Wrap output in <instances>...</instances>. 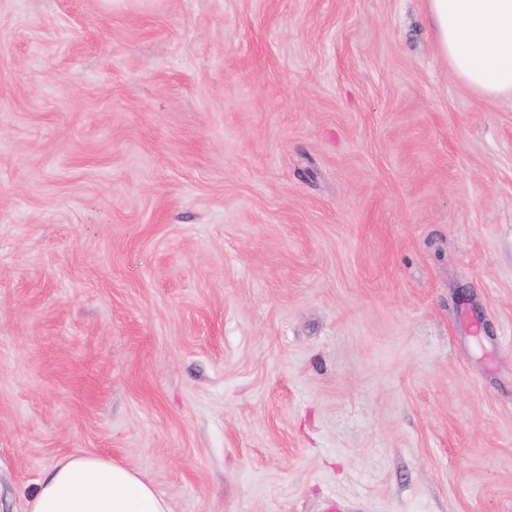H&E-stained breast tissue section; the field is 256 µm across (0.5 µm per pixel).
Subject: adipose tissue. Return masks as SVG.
Returning <instances> with one entry per match:
<instances>
[{
    "label": "adipose tissue",
    "mask_w": 512,
    "mask_h": 512,
    "mask_svg": "<svg viewBox=\"0 0 512 512\" xmlns=\"http://www.w3.org/2000/svg\"><path fill=\"white\" fill-rule=\"evenodd\" d=\"M436 44L456 80L476 93L512 97V0H425ZM30 512H169L126 465L71 455L40 479Z\"/></svg>",
    "instance_id": "obj_1"
}]
</instances>
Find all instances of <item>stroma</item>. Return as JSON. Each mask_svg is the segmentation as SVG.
<instances>
[{
  "mask_svg": "<svg viewBox=\"0 0 512 512\" xmlns=\"http://www.w3.org/2000/svg\"><path fill=\"white\" fill-rule=\"evenodd\" d=\"M512 512V98L424 0H0V512ZM28 512H170L167 501L126 465L71 455L40 479Z\"/></svg>",
  "mask_w": 512,
  "mask_h": 512,
  "instance_id": "35a3bbf8",
  "label": "stroma"
}]
</instances>
